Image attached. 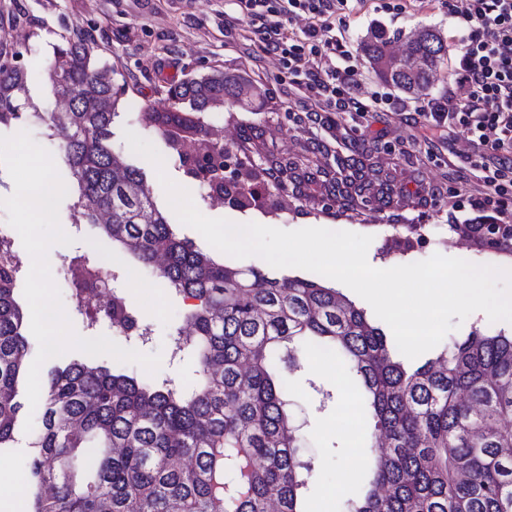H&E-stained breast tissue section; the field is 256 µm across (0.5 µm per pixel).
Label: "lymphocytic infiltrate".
<instances>
[{"instance_id":"f902f5d3","label":"lymphocytic infiltrate","mask_w":512,"mask_h":512,"mask_svg":"<svg viewBox=\"0 0 512 512\" xmlns=\"http://www.w3.org/2000/svg\"><path fill=\"white\" fill-rule=\"evenodd\" d=\"M234 18L250 24L264 52L282 73L338 112H381L392 101L384 92L368 100L353 93L356 56L344 46L346 15L367 0H231ZM463 30L452 87L438 98L401 103L420 116L430 132L461 127L467 133L465 159L485 191L477 210L512 214V0H463L457 12Z\"/></svg>"}]
</instances>
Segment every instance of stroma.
<instances>
[{"label": "stroma", "mask_w": 512, "mask_h": 512, "mask_svg": "<svg viewBox=\"0 0 512 512\" xmlns=\"http://www.w3.org/2000/svg\"><path fill=\"white\" fill-rule=\"evenodd\" d=\"M224 3L0 0V32L11 33V48L21 50L20 62L30 78L29 94L46 113L58 109L48 72L52 43L64 37L92 36L94 55L119 70L125 88L112 126L114 150L142 171L168 223L203 252H210V245L198 231L179 223L155 167L130 150L124 133H139L160 154H167L163 139L140 127L139 108L162 110L167 81L220 70L244 75L257 94L251 104L227 107L211 117L215 128L236 130L234 142L226 146L225 176L242 181L254 174L264 203L245 209L228 202L210 206L184 169L165 163L167 175L190 192L203 215L236 223L257 221L285 230L320 224L334 231L366 234L373 238L367 258L381 268L440 254L512 269V257L473 245L457 248V239L448 230L449 225L467 223L473 216L470 208L460 206V199L482 190L466 167V141L460 130L429 139L422 122L405 121L391 112L326 109L318 97L281 73L276 60L253 40L247 23L225 22ZM459 3L440 0L431 11L392 14L379 0H372L367 12L348 17L347 39L351 47H358L376 25L392 34L406 35L420 26L445 34L457 25L453 12ZM34 27L40 28L43 39L29 51L14 34ZM311 112L321 113L320 123L308 121ZM270 169L278 173V181L267 179ZM75 201L74 193H67L59 208L60 225L74 242L52 246L48 259L76 333L84 338L104 335L125 348L160 354L156 380H168L180 391L192 390L199 379L198 362L190 354L172 358L170 346L194 299L160 286L131 256L113 252L111 242L95 225L73 223ZM403 224L423 225V237L405 239L399 230ZM92 247L108 261L113 292L124 297L140 323L149 326L148 341L124 339L105 319L89 324L83 309L72 302L67 264ZM292 348L297 365L288 373V410L301 439L302 457L311 467L302 491L304 506L307 512H315L320 504L325 512H339L344 501L363 491L369 464L379 452L377 436L343 362L335 356L323 361L322 350L302 339L295 340ZM33 438V433H19L14 447L0 453V512H29Z\"/></svg>", "instance_id": "obj_1"}]
</instances>
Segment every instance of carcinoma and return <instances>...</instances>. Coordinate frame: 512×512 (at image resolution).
Here are the masks:
<instances>
[{"label":"carcinoma","instance_id":"obj_1","mask_svg":"<svg viewBox=\"0 0 512 512\" xmlns=\"http://www.w3.org/2000/svg\"><path fill=\"white\" fill-rule=\"evenodd\" d=\"M400 34L376 26L360 48L377 74L401 91L424 95L448 53L446 38L419 28L407 48ZM52 87L67 95L65 111L46 116L28 96V73L0 63V125L45 126L76 182L75 207L152 275L198 304L186 315L203 374L177 391L120 368L82 360L57 365L35 437L29 470L30 512H305L300 440L288 413L293 351L281 345L308 337L335 351L360 386L374 428L388 442L372 467L371 488L341 512H512V334L479 329L408 367L396 343L337 289L301 277H272L255 267L226 265L179 237L157 207L141 171L112 148L117 116L114 66L80 40L52 44ZM251 94L242 75L215 71L166 86L167 113L184 105L196 119L160 130L170 159L186 166L180 146L207 149L204 113ZM205 192L224 190L240 208L256 205L246 184L221 182L218 167L201 177ZM457 234L512 256V230L492 224L455 226ZM88 254L68 271L98 268ZM18 253L0 243V452L12 447L22 409L19 377L27 353L17 300ZM130 338L147 336L123 297L90 313ZM193 467L185 469L181 461Z\"/></svg>","mask_w":512,"mask_h":512}]
</instances>
